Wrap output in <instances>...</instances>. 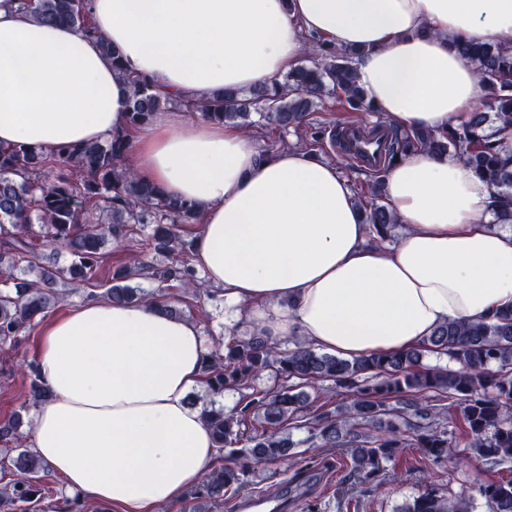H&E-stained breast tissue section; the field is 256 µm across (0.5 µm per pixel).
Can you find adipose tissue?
<instances>
[{"label":"adipose tissue","instance_id":"adipose-tissue-1","mask_svg":"<svg viewBox=\"0 0 512 512\" xmlns=\"http://www.w3.org/2000/svg\"><path fill=\"white\" fill-rule=\"evenodd\" d=\"M99 33L0 6V145L50 152L127 126L128 72L202 98L281 79L315 37L357 47L358 85L391 124L445 129L483 89L457 39L512 46V0H88ZM170 197L196 202L197 266L273 339L342 357L399 353L442 323L512 307V233L488 226L492 190L459 159L410 154L385 176L403 227L372 244L350 182L303 149L263 155L231 123L156 113L128 159ZM208 348L192 321L89 301L52 320L37 365L50 398L33 446L80 497L154 512L198 486L216 454L189 395Z\"/></svg>","mask_w":512,"mask_h":512}]
</instances>
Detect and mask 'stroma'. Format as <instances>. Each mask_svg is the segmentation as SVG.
Wrapping results in <instances>:
<instances>
[{"label": "stroma", "mask_w": 512, "mask_h": 512, "mask_svg": "<svg viewBox=\"0 0 512 512\" xmlns=\"http://www.w3.org/2000/svg\"><path fill=\"white\" fill-rule=\"evenodd\" d=\"M86 299L84 290L73 291L62 303L49 309L21 335L16 347L0 350V421L20 412L25 403L31 378L24 366L36 360L41 337L50 319L63 315ZM175 304L186 318L194 320L207 345L224 339V298L222 295L189 299L175 297ZM347 458L337 451L311 459L298 453L291 470L259 468L249 479L251 493L270 496L291 491L293 503L288 512H398L406 500L427 488L445 496H474V512H485L477 498V473L474 468L431 465L425 463L419 449H399L386 472L368 483H356L349 475ZM44 488L37 502L27 505L26 512H115L112 506L69 493L53 471H45Z\"/></svg>", "instance_id": "obj_1"}]
</instances>
